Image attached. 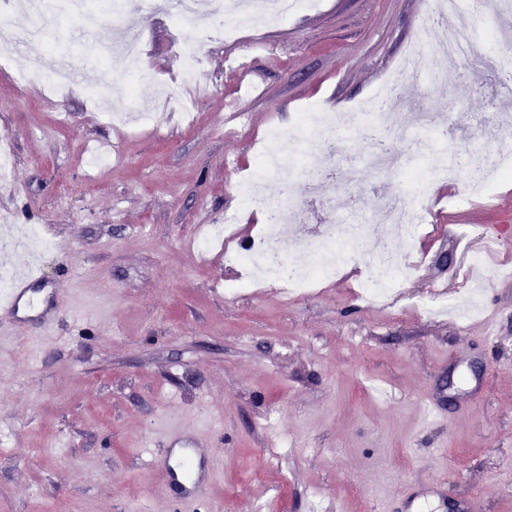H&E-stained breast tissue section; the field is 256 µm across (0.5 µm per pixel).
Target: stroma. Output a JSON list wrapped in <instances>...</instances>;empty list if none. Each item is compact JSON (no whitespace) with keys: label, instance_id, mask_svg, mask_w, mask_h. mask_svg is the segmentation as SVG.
Here are the masks:
<instances>
[{"label":"stroma","instance_id":"stroma-1","mask_svg":"<svg viewBox=\"0 0 512 512\" xmlns=\"http://www.w3.org/2000/svg\"><path fill=\"white\" fill-rule=\"evenodd\" d=\"M460 16L469 32L490 31L512 66V11ZM435 19L434 0H319L247 26L253 46L205 42L208 93L189 122L161 110L154 90L179 68L178 32L141 0L91 28L59 0L0 11L13 36L0 45V140L13 157L0 224L37 225L49 240L10 262L38 266L34 290L54 312L52 325L16 330L0 311V512H400L412 497L421 512H453L469 496L476 512H512V283L484 293L470 318L425 310L465 303L475 255L489 273L512 268V181L472 199L464 182L427 183L418 253L392 241L413 275L377 304L361 296L369 267L356 254L304 296L274 283L237 290L245 270L233 255L260 226L254 212L230 248L194 245L238 208L270 126L292 129L312 102L344 113L413 47L447 69L433 43L416 41ZM120 27L142 34L146 77L115 105L164 111L160 125L131 128L99 110L122 81L103 58ZM62 56L93 74V89L20 80L31 61L49 74ZM455 67L436 93L404 82L406 99L461 154L512 147V119L494 116L512 84L473 83L464 58ZM231 101L245 120L229 131ZM103 142L117 152L88 169L87 149ZM336 154L320 199H342L336 215L312 201L308 174L290 184L310 228L375 224L386 199L416 196L398 174L354 188L357 139L337 138ZM433 393L443 418L426 423ZM174 424L222 456L208 491L185 505L156 491Z\"/></svg>","mask_w":512,"mask_h":512}]
</instances>
